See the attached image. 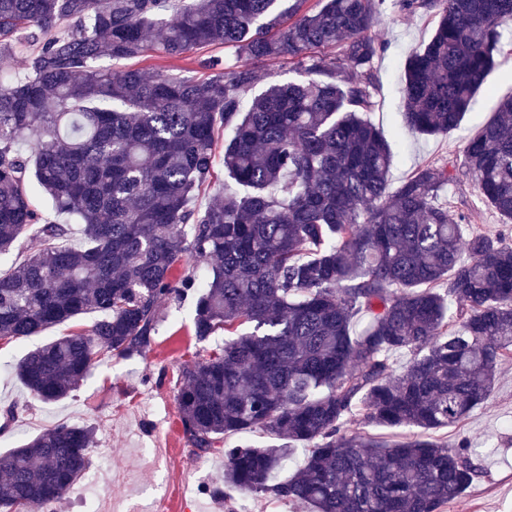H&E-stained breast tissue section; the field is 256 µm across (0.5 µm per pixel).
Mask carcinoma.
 Masks as SVG:
<instances>
[{
    "label": "carcinoma",
    "instance_id": "obj_1",
    "mask_svg": "<svg viewBox=\"0 0 512 512\" xmlns=\"http://www.w3.org/2000/svg\"><path fill=\"white\" fill-rule=\"evenodd\" d=\"M280 0H0V56L24 43L26 76L0 82V255L33 226L40 244L0 272V339L36 336L95 312L85 332L54 338L16 365L44 402L65 399L99 363L147 349L169 299L194 298L193 335L224 345L181 366L185 434L208 452L257 431L269 448L224 449V486L306 503L312 512H442L474 481L466 443L431 432L457 425L495 388L512 356V244L464 230L437 204L456 181L429 165L394 187L393 152L372 110V35L385 0H316L289 20ZM436 19L403 70L406 127H460L492 85L512 0H398ZM75 25L65 34L59 21ZM234 50L201 80L104 70L149 47L180 56ZM301 75L259 82L258 62ZM224 125V196L191 206L213 169ZM459 174L512 224V95L467 140ZM68 224L42 218L31 186ZM205 265L198 280L190 271ZM367 316L356 333L352 319ZM412 358L396 371L388 354ZM421 429L388 446L344 431ZM94 429L61 424L0 453V509L38 512L90 466ZM307 447L288 481L274 473Z\"/></svg>",
    "mask_w": 512,
    "mask_h": 512
}]
</instances>
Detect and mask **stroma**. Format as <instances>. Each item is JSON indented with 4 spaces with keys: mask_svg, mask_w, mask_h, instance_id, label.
<instances>
[{
    "mask_svg": "<svg viewBox=\"0 0 512 512\" xmlns=\"http://www.w3.org/2000/svg\"><path fill=\"white\" fill-rule=\"evenodd\" d=\"M381 21L379 37L386 48L371 63L377 90L368 118L392 145V182L426 165L461 163L467 139L492 117L500 99L512 95V43L504 44L496 58L493 92H477L476 103L461 127L424 137L408 131L401 122L400 71L406 57L430 39L436 20L423 11L400 12L396 0H386ZM223 56V46L215 45L178 57L150 53L132 65L148 74L167 71L200 78L207 74L203 59ZM438 201L466 215L474 230L499 233L512 241V228L478 202L471 181L449 184ZM162 315L152 345L142 354L104 361L70 396L54 403L32 397L13 366L50 339L91 327L96 314L0 345V451L63 423L94 427L86 477L47 512H112L110 498L99 495L103 489L120 492L131 512H152L153 502L163 497L171 501V512H239L243 504L249 512H311L308 505L260 495H212V488L224 482V457L199 452L191 444L176 396L182 364L205 358L223 344L224 336L218 333L206 342L196 341L190 301L165 303ZM11 408L16 415L10 419L6 412ZM433 437L449 444L465 441L480 451L476 459L480 476L444 512H512V359L501 364L498 382L486 403L456 426L434 432ZM189 473L197 476L200 488L185 493L181 478Z\"/></svg>",
    "mask_w": 512,
    "mask_h": 512,
    "instance_id": "35a3bbf8",
    "label": "stroma"
}]
</instances>
